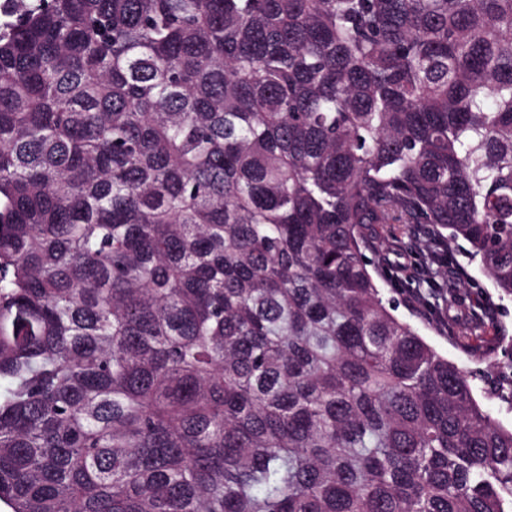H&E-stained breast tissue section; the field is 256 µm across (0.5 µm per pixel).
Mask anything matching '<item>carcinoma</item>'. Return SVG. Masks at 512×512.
Wrapping results in <instances>:
<instances>
[{"label": "carcinoma", "instance_id": "obj_1", "mask_svg": "<svg viewBox=\"0 0 512 512\" xmlns=\"http://www.w3.org/2000/svg\"><path fill=\"white\" fill-rule=\"evenodd\" d=\"M0 15L9 512H512V427L365 254L512 298V0Z\"/></svg>", "mask_w": 512, "mask_h": 512}]
</instances>
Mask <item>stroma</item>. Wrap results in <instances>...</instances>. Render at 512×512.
I'll return each mask as SVG.
<instances>
[{"mask_svg": "<svg viewBox=\"0 0 512 512\" xmlns=\"http://www.w3.org/2000/svg\"><path fill=\"white\" fill-rule=\"evenodd\" d=\"M371 233L373 247L367 256L385 299L441 355L471 375L485 411L512 425V410L494 395L495 388L512 377V299L500 298L478 264L458 252L454 258L461 269L459 278L440 276L443 299L430 305L405 278L406 271L417 268L428 253L424 239L408 237L400 224H376Z\"/></svg>", "mask_w": 512, "mask_h": 512, "instance_id": "35a3bbf8", "label": "stroma"}]
</instances>
